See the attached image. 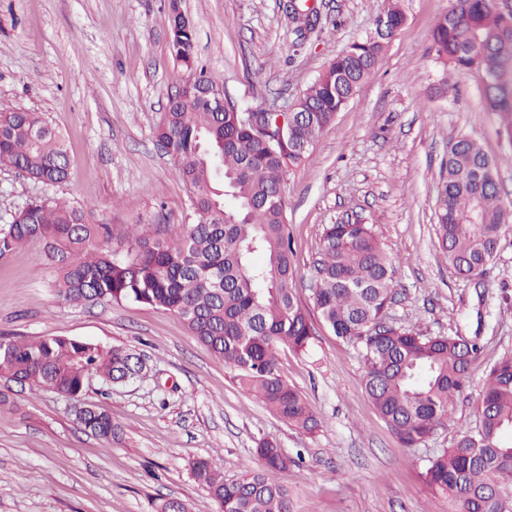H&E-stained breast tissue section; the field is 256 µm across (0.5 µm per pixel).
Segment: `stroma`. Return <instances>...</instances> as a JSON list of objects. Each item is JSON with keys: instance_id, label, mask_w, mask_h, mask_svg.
<instances>
[{"instance_id": "1", "label": "stroma", "mask_w": 512, "mask_h": 512, "mask_svg": "<svg viewBox=\"0 0 512 512\" xmlns=\"http://www.w3.org/2000/svg\"><path fill=\"white\" fill-rule=\"evenodd\" d=\"M322 20L296 45L282 0H181L197 64L221 80L239 109L293 100L336 54L375 28L383 0H308ZM406 21L385 43L374 73L317 137L284 184L295 292L317 334L307 352L281 348L283 377L321 426L307 433L273 415L234 380L223 359L174 313L132 301L76 305L58 297L39 245L0 258V339L67 336L143 356L141 379H92L82 399L117 427L105 440L84 431L74 402L0 376V512H158L164 500L216 512L192 465L222 461L234 479L256 467L260 441L295 465L280 480L291 512H452L427 486L429 461L458 429H476L490 367L512 353V230L484 273L456 276L437 246L441 168L466 135L497 161L512 202V143L482 109V74L452 71L432 48L448 0H401ZM169 0H0V103L36 111L59 130L70 156L54 187L0 166V225L35 199L92 207L111 228L105 248L125 250L128 225L188 221L189 191L154 131L189 73L173 55ZM373 225L395 270L390 319L430 335L477 338L481 352L454 424L404 447L368 399L357 348L319 322L312 265L324 225Z\"/></svg>"}]
</instances>
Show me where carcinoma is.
<instances>
[{
    "mask_svg": "<svg viewBox=\"0 0 512 512\" xmlns=\"http://www.w3.org/2000/svg\"><path fill=\"white\" fill-rule=\"evenodd\" d=\"M406 21L399 0L376 18L383 32L351 44L294 101L288 134L218 112L201 102L225 95L224 84L197 71L194 30L170 21L175 59L193 76L182 99L163 114L157 145L190 191V217L165 235L129 227L127 249L103 251L106 224L88 219L90 206L38 199L0 226V258L38 243L58 272L63 300L84 305L132 301L179 315L191 336L234 372L278 418L312 433L320 427L303 395L281 375L276 349L306 352L315 329L293 292V260L283 184L373 73L383 49ZM432 48L454 70L484 76V109L499 115L512 143V11L499 0H448L432 32ZM0 165L24 171L46 186L63 183L69 156L60 134L38 112L0 108ZM223 175H218V169ZM438 246L456 275L472 279L494 258L512 224L497 165L481 145L460 136L442 167ZM314 305L335 336L356 346L364 361L366 393L400 442L414 447L445 423L478 357L477 340L425 335L384 320L394 296V267L371 224H326L314 267ZM135 354L66 336L0 339V374L21 385L79 401L92 376L108 384L142 377ZM480 425L462 431L426 468L424 480L448 495L455 512H512V354L491 368L481 393ZM78 419L92 435L110 439L112 415L83 404ZM259 465L233 480L222 463L200 460L193 475L220 512H290L279 473L292 459L269 440L256 448Z\"/></svg>",
    "mask_w": 512,
    "mask_h": 512,
    "instance_id": "carcinoma-1",
    "label": "carcinoma"
}]
</instances>
